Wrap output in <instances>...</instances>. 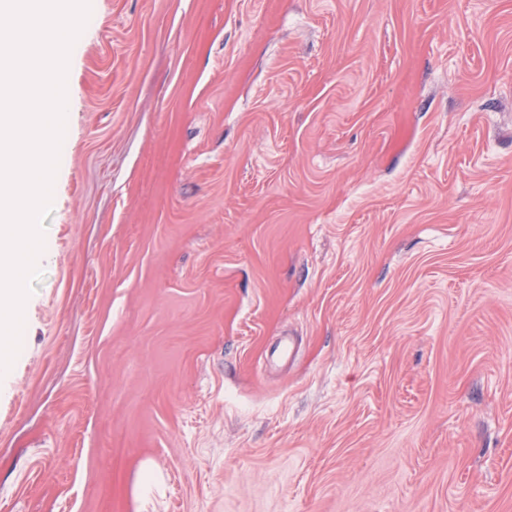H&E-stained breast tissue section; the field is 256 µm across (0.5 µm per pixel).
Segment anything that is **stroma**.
<instances>
[{"label":"stroma","instance_id":"35a3bbf8","mask_svg":"<svg viewBox=\"0 0 512 512\" xmlns=\"http://www.w3.org/2000/svg\"><path fill=\"white\" fill-rule=\"evenodd\" d=\"M0 512H512V0H91Z\"/></svg>","mask_w":512,"mask_h":512}]
</instances>
